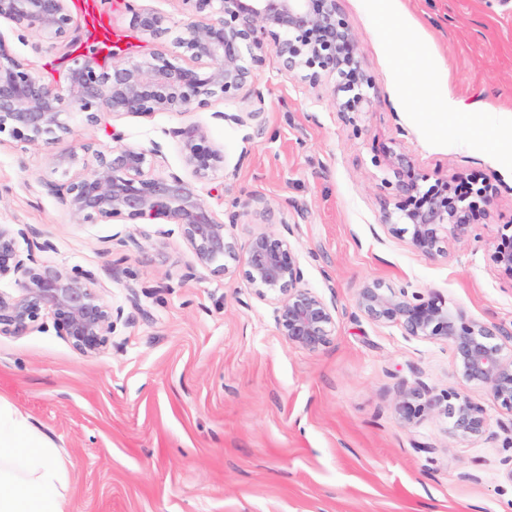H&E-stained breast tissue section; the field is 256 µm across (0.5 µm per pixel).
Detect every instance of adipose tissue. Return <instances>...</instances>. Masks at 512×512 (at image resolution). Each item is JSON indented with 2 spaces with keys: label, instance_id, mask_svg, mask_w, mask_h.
I'll use <instances>...</instances> for the list:
<instances>
[{
  "label": "adipose tissue",
  "instance_id": "1",
  "mask_svg": "<svg viewBox=\"0 0 512 512\" xmlns=\"http://www.w3.org/2000/svg\"><path fill=\"white\" fill-rule=\"evenodd\" d=\"M69 470L53 442L0 403V512H68Z\"/></svg>",
  "mask_w": 512,
  "mask_h": 512
}]
</instances>
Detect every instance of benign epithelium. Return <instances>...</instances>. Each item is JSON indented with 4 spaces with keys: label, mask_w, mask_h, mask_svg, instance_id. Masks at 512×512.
Returning a JSON list of instances; mask_svg holds the SVG:
<instances>
[{
    "label": "benign epithelium",
    "mask_w": 512,
    "mask_h": 512,
    "mask_svg": "<svg viewBox=\"0 0 512 512\" xmlns=\"http://www.w3.org/2000/svg\"><path fill=\"white\" fill-rule=\"evenodd\" d=\"M179 2L185 28L179 51L169 58L133 59L126 57L118 39L107 57L70 38L68 0H0V18L9 20L19 36L34 34L50 44L71 39L63 84L32 73L0 39V135L36 146L73 135L62 119L67 112H81L94 124L102 114L187 113L206 109L215 100L235 103L248 92L260 101L255 72L270 50L288 73L311 89L334 80V102L348 122L372 106L369 90L374 80L356 56L359 34L341 0ZM125 8L130 24L142 35L160 37L175 26L171 17L140 7L138 0H125ZM258 116L257 111L212 113L214 120L238 128L251 127ZM172 134L197 179L224 168V151L215 145L208 125L190 122ZM161 154L158 145L145 151L121 143L117 134L112 135V145L103 148L82 141L78 149L54 156L67 180L51 190L77 224L163 219L177 225L199 264L225 276L231 273L226 260L239 262L256 295L275 305L276 330L289 343L310 351L323 347L335 324L336 302L304 286L289 240L291 229L253 234L245 256L238 257L226 226L238 223L246 211H230L220 220L194 183L175 173L153 176L149 156ZM381 164V187L388 193L381 221L425 257L442 253L450 238L471 237L476 215L489 213L494 205L497 191L489 183L477 182L470 192L457 195L448 179L425 185L428 178L416 174L404 155L375 162ZM22 240L25 251L19 246ZM51 248L50 242L37 241L26 224H0V280L16 284L14 293L0 291V335H20L48 314L74 350L97 355L108 346L123 311L103 301L92 273L41 263L39 254ZM493 262L512 279V234L500 237ZM356 306L373 321L396 325L407 336L450 343L462 382L484 386L493 401L512 412V358L502 356V339H512V332L454 312L436 294L386 288L376 280L359 288ZM437 408L448 418L454 436L484 434L483 409L461 391L426 400L420 390L410 389L401 392L395 404L406 424Z\"/></svg>",
    "instance_id": "benign-epithelium-1"
}]
</instances>
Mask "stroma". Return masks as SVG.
<instances>
[{
	"instance_id": "stroma-1",
	"label": "stroma",
	"mask_w": 512,
	"mask_h": 512,
	"mask_svg": "<svg viewBox=\"0 0 512 512\" xmlns=\"http://www.w3.org/2000/svg\"><path fill=\"white\" fill-rule=\"evenodd\" d=\"M357 54L375 81L356 123L328 89L314 91L267 53L252 135L185 114H67L71 136L49 145L0 143V224H28L48 265L95 274L123 310L106 351L78 354L44 317L0 335V401L23 412L63 455L69 512H512V412L486 388L462 385L444 341L403 335L356 308L365 281L440 294L454 311L512 331V278L492 261L512 225V0H343ZM9 51L44 74L62 43L18 37ZM450 91L460 112L442 111ZM209 125L223 171L196 186L216 215L249 203L230 226L238 251L261 230L293 229L304 284L335 299V327L311 352L279 336L273 304L241 275L196 263L177 226L77 224L52 194L55 155L77 142L161 145L151 173L192 179L171 135ZM429 179L477 175L498 205L476 235L428 258L383 227L385 152ZM137 283L130 303L128 283ZM464 390L486 417L477 438L452 435L440 412L404 425L401 391Z\"/></svg>"
}]
</instances>
